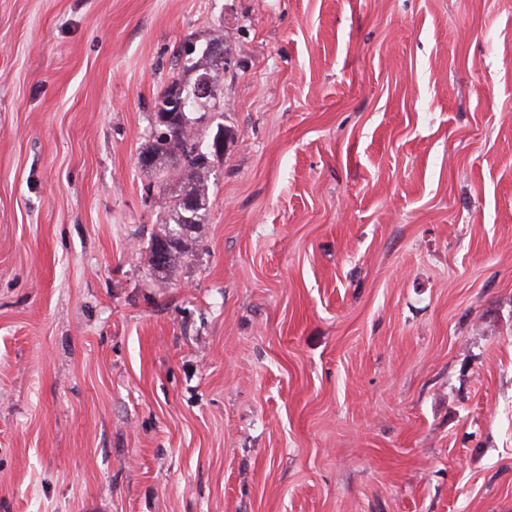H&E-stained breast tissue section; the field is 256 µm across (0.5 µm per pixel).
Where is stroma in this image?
<instances>
[{"label":"stroma","mask_w":512,"mask_h":512,"mask_svg":"<svg viewBox=\"0 0 512 512\" xmlns=\"http://www.w3.org/2000/svg\"><path fill=\"white\" fill-rule=\"evenodd\" d=\"M0 512H512V0H0ZM224 34L212 35L204 48L202 55L193 62L189 70L194 72V79L189 83H183L180 80H173L171 85L161 94L156 103V116L164 109L167 100L172 96H181L186 99L190 105L188 112H178L172 121V127L161 126L164 129L157 128L154 135V141L141 155V162L146 166H155L158 176L162 182L182 181L185 176L187 181L185 187L187 191L175 195L171 202L169 211L161 219L162 229L160 234L156 235L150 243V253L153 266L156 269L167 271L175 266L193 249L195 239L188 234H179L180 228L186 224L190 218L191 223H202V216L205 215L209 207V187L202 174L208 169L211 157L221 155L224 152V143L227 141L229 131L223 126L217 127L211 141L203 145L202 138L198 133V128L205 119L206 112L216 110V84L217 76L210 67L212 57L208 48L213 44L222 43ZM210 76L215 78L212 82V90L206 97H197L205 95L209 91V84L202 83L196 89L202 78ZM214 83V90H213ZM196 89L195 93L194 90ZM199 116H192L194 114ZM178 157L181 164L178 167L170 168L166 166V159L169 157ZM158 165V167H157ZM174 170V173L171 172ZM186 192L193 195L187 197L186 205L188 209H194L192 213L186 210L183 196ZM196 206V207H195ZM163 245H169L165 250L164 256L160 259L159 251Z\"/></svg>","instance_id":"35a3bbf8"}]
</instances>
